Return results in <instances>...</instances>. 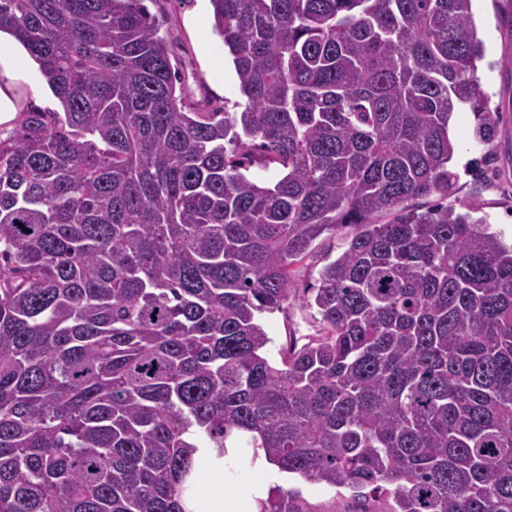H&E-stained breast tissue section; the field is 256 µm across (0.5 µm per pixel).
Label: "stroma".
<instances>
[{"label":"stroma","mask_w":512,"mask_h":512,"mask_svg":"<svg viewBox=\"0 0 512 512\" xmlns=\"http://www.w3.org/2000/svg\"><path fill=\"white\" fill-rule=\"evenodd\" d=\"M151 14L161 22L174 64L179 68L183 84L196 100L209 98L234 107L242 96L231 63H224L222 75H215L206 46L218 43L212 30L210 0H148ZM473 11L478 31L486 48V57L478 77L492 111L499 114V133L494 142V160L479 181L465 174L467 161L480 157L484 148L474 140L477 120L465 108L459 109L450 122V136L456 147L453 167L459 174L458 189L449 196L450 205L466 203L479 206V214L491 231L512 239V0H474ZM352 230L343 227L335 235L317 240L310 256L295 267L291 281L288 309L265 314L264 329L270 343L268 354L277 357L289 335H315L319 325L312 309L304 299L308 288L314 287L318 272L327 253L338 251L341 242ZM286 488L300 490L314 503L335 502L336 512H355L358 503L349 489L312 484L302 478L289 476Z\"/></svg>","instance_id":"1"}]
</instances>
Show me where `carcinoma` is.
Wrapping results in <instances>:
<instances>
[{"label":"carcinoma","instance_id":"1","mask_svg":"<svg viewBox=\"0 0 512 512\" xmlns=\"http://www.w3.org/2000/svg\"><path fill=\"white\" fill-rule=\"evenodd\" d=\"M210 2L233 112L144 0H0L60 107L0 128V512H187L232 438L387 512H512V245L443 204L455 109L488 161L499 122L472 0ZM342 226L321 335L271 360L261 316Z\"/></svg>","mask_w":512,"mask_h":512}]
</instances>
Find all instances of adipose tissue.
Returning <instances> with one entry per match:
<instances>
[{"label": "adipose tissue", "mask_w": 512, "mask_h": 512, "mask_svg": "<svg viewBox=\"0 0 512 512\" xmlns=\"http://www.w3.org/2000/svg\"><path fill=\"white\" fill-rule=\"evenodd\" d=\"M34 65L25 46L10 32L0 31V125L9 126L21 110L15 94L18 84L30 83ZM195 458L202 477L195 493L187 494L186 507H193L196 497L209 503L208 512H258L260 500L282 482V473L259 448H231L224 457H216L211 449L200 448ZM249 469L250 480L227 482L229 464Z\"/></svg>", "instance_id": "adipose-tissue-1"}]
</instances>
